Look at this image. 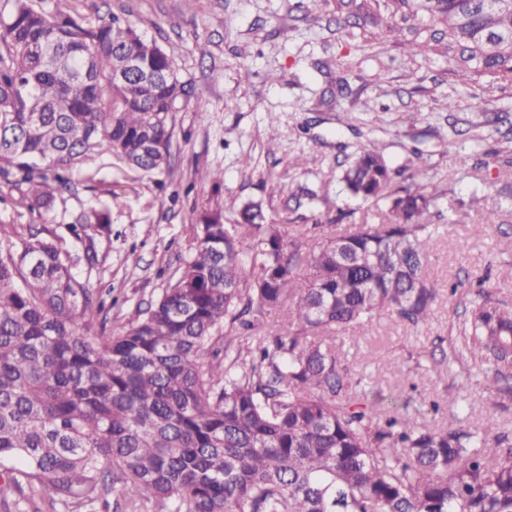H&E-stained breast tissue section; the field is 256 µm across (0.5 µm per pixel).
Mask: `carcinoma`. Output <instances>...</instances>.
<instances>
[{"label": "carcinoma", "instance_id": "carcinoma-1", "mask_svg": "<svg viewBox=\"0 0 512 512\" xmlns=\"http://www.w3.org/2000/svg\"><path fill=\"white\" fill-rule=\"evenodd\" d=\"M0 14V182L47 215L87 160L115 155L168 167L169 114L190 95L178 47L118 16L93 24L70 0ZM408 21L441 28L408 49L448 56L463 86L512 82V0H391ZM336 35L364 4L336 0ZM136 73L125 70L128 57ZM373 148L338 173L356 199L384 205L306 251L308 228L268 224L245 206L235 224L202 209L177 280L106 329V299L75 271L110 231L116 195L56 229L0 227V461L16 459L31 491L90 506L119 487L151 512H512V436L432 430L377 414L336 347L387 310L413 327L436 302L424 276L437 190L401 187ZM286 329L267 340L260 318ZM457 331L486 378L512 370V309L477 293ZM226 339L203 358L206 342Z\"/></svg>", "mask_w": 512, "mask_h": 512}]
</instances>
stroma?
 I'll list each match as a JSON object with an SVG mask.
<instances>
[{
    "label": "stroma",
    "instance_id": "obj_1",
    "mask_svg": "<svg viewBox=\"0 0 512 512\" xmlns=\"http://www.w3.org/2000/svg\"><path fill=\"white\" fill-rule=\"evenodd\" d=\"M73 12L97 23L118 15L147 39L176 45V73L191 88L172 114L169 172L130 170L116 157L86 162L75 191L62 193L47 222L119 196L111 232L97 260L80 265L93 287L111 292L109 329L148 306L177 278L190 242L187 227L201 209L235 223L239 209L260 205L273 224H308L309 248L326 234L316 221L376 223L379 206L351 198L336 178L338 162L369 145L413 185L435 186L442 212L432 233L425 275L438 292L419 329L380 312L370 335L345 340L348 367L370 389L378 410L408 413L432 428L459 425L512 432V381L467 378L466 364H440L437 338L457 340L467 285L483 283L512 303V84L462 87L448 59L411 57L404 42L429 37L381 8L360 14L345 38L334 29L336 0H71ZM400 36L387 34V27ZM349 88L338 93L339 79ZM453 109H445V102ZM470 155L461 166V155ZM305 164H298V157ZM224 173L221 184L213 171ZM308 188L314 199L289 196ZM496 211V224L481 213Z\"/></svg>",
    "mask_w": 512,
    "mask_h": 512
}]
</instances>
